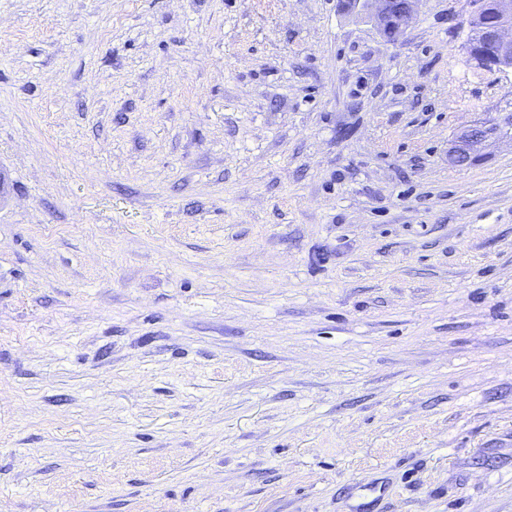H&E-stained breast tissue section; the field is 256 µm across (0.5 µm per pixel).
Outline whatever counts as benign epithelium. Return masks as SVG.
<instances>
[{
  "instance_id": "1",
  "label": "benign epithelium",
  "mask_w": 512,
  "mask_h": 512,
  "mask_svg": "<svg viewBox=\"0 0 512 512\" xmlns=\"http://www.w3.org/2000/svg\"><path fill=\"white\" fill-rule=\"evenodd\" d=\"M419 0H340L341 11L374 24L381 37L394 42L417 19ZM470 32L467 54L479 66L497 72H512V0H470ZM512 137V113L505 111L499 122L474 124L459 130L448 151V162L468 167L480 161L487 143Z\"/></svg>"
}]
</instances>
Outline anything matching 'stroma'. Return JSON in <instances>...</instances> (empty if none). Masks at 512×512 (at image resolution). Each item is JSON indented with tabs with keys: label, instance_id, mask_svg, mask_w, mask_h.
I'll list each match as a JSON object with an SVG mask.
<instances>
[{
	"label": "stroma",
	"instance_id": "stroma-1",
	"mask_svg": "<svg viewBox=\"0 0 512 512\" xmlns=\"http://www.w3.org/2000/svg\"><path fill=\"white\" fill-rule=\"evenodd\" d=\"M469 11L0 0V512H512ZM420 0H340L341 11L372 22L381 37L397 41L415 23ZM511 112H503L495 124H474L459 130L448 151V162L455 167L471 166L480 161L487 143L504 136L512 138Z\"/></svg>",
	"mask_w": 512,
	"mask_h": 512
}]
</instances>
